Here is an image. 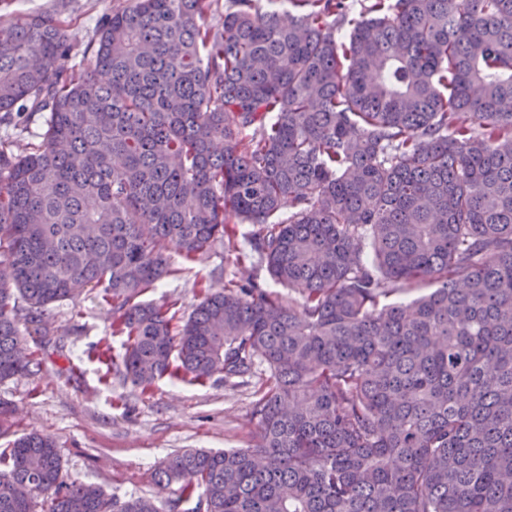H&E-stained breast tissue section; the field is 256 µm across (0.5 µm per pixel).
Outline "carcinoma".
<instances>
[{
    "label": "carcinoma",
    "instance_id": "cac0c4a2",
    "mask_svg": "<svg viewBox=\"0 0 512 512\" xmlns=\"http://www.w3.org/2000/svg\"><path fill=\"white\" fill-rule=\"evenodd\" d=\"M117 0L82 52L0 16V383L24 328L95 288L149 390L264 371L258 443L157 471L206 512H512V0ZM222 15L217 28L208 23ZM290 208L283 214V207ZM252 224L188 317L142 293ZM436 285L410 304L390 294ZM26 302L24 316L15 295ZM162 512L70 481L56 440L0 448V512Z\"/></svg>",
    "mask_w": 512,
    "mask_h": 512
}]
</instances>
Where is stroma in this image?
<instances>
[{"label": "stroma", "mask_w": 512, "mask_h": 512, "mask_svg": "<svg viewBox=\"0 0 512 512\" xmlns=\"http://www.w3.org/2000/svg\"><path fill=\"white\" fill-rule=\"evenodd\" d=\"M116 0H0L1 15L45 13L64 20L69 41L83 50L95 37L97 20ZM177 273L149 289L145 300L176 302L188 316L201 285L222 287L231 277L274 282L265 267L237 266L223 243L195 262L172 255ZM50 336H28L29 351L41 363L39 374L0 383V398L15 408L16 433L53 435L63 471L70 480L100 487L125 499L155 497L176 512H204L198 499L179 500L177 486L162 489L155 472L166 458L186 449L221 450L254 444L252 385L204 384L163 377L148 393L115 377L112 360L124 352L123 337L112 333V307L89 292L56 305Z\"/></svg>", "instance_id": "35a3bbf8"}]
</instances>
